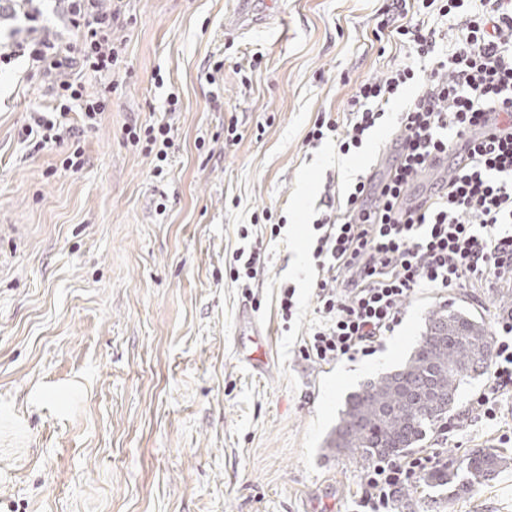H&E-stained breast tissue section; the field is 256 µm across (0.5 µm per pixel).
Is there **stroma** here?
<instances>
[{
	"instance_id": "obj_1",
	"label": "stroma",
	"mask_w": 512,
	"mask_h": 512,
	"mask_svg": "<svg viewBox=\"0 0 512 512\" xmlns=\"http://www.w3.org/2000/svg\"><path fill=\"white\" fill-rule=\"evenodd\" d=\"M385 7L271 0L268 23L228 40L232 0H124L120 70L81 77L110 107L82 136L78 169L63 165L70 144L18 135L48 104V80L21 60L0 72V512H366L368 463L325 446L347 395L400 367L433 310L467 308L493 335L512 316L510 283L428 288L373 352L329 363L301 353L318 320L307 234L324 183L341 191L369 173L415 94L404 87L355 153L332 138L305 144L318 113L344 112L355 84L404 62L374 35ZM172 91L175 154L157 177L122 129L162 118ZM265 208L287 219L278 238L254 222ZM248 223L263 255L247 297L225 263ZM287 283L298 299L288 324ZM245 307L265 334L243 349ZM255 350L260 372L244 359ZM486 382L463 384L457 411L413 454L455 468L490 448L507 467L459 494L414 475L385 512H512V391L485 421L473 403Z\"/></svg>"
}]
</instances>
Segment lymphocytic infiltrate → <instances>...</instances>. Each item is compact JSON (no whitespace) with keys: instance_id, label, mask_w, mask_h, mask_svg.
<instances>
[{"instance_id":"1","label":"lymphocytic infiltrate","mask_w":512,"mask_h":512,"mask_svg":"<svg viewBox=\"0 0 512 512\" xmlns=\"http://www.w3.org/2000/svg\"><path fill=\"white\" fill-rule=\"evenodd\" d=\"M24 27L11 33L0 66L24 57L28 67L53 76L51 109L32 112L23 137L57 143L95 129L109 108L88 97L81 72L111 73L119 65L112 29L117 0H66L63 22L74 34L42 22L35 0H23ZM398 23L390 31L413 57L386 77L360 82L342 118L318 113L305 143L335 137L339 150L361 148L381 124L385 107L404 86L417 91L401 112L395 154L385 178L366 176L337 195L327 182L323 209L312 222L311 250L320 323L304 341L306 359L331 362L368 352L400 322L403 305L422 288H454L469 280L512 282V0H389ZM446 23L448 44L439 48L437 26ZM79 108L82 123L66 118ZM127 141L142 147L162 174L175 148L170 122L133 123ZM447 155L455 176L408 208L404 198L429 168ZM241 247L228 265L230 279L250 293L261 262V241L241 227ZM512 389V317L499 324L492 371L474 406L497 416L499 395ZM427 459L379 460L365 477V504L388 506L393 494L423 470Z\"/></svg>"}]
</instances>
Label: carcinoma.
Wrapping results in <instances>:
<instances>
[{
    "label": "carcinoma",
    "mask_w": 512,
    "mask_h": 512,
    "mask_svg": "<svg viewBox=\"0 0 512 512\" xmlns=\"http://www.w3.org/2000/svg\"><path fill=\"white\" fill-rule=\"evenodd\" d=\"M492 347L484 324L465 310L439 309L405 364L362 384L341 410L327 447L364 461L400 457L422 442L458 400L460 387L481 375ZM506 458L475 448L459 469L444 466L424 474L429 486H448L465 473L464 491L493 480Z\"/></svg>",
    "instance_id": "carcinoma-1"
}]
</instances>
